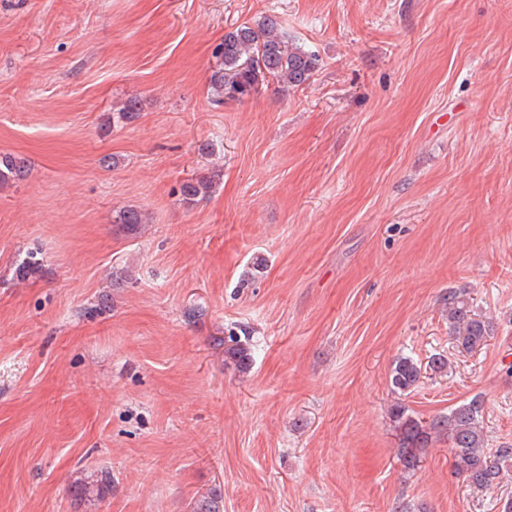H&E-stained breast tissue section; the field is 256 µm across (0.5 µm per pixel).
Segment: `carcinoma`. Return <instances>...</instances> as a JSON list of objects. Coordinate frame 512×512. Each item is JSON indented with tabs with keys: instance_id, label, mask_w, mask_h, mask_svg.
Segmentation results:
<instances>
[{
	"instance_id": "obj_1",
	"label": "carcinoma",
	"mask_w": 512,
	"mask_h": 512,
	"mask_svg": "<svg viewBox=\"0 0 512 512\" xmlns=\"http://www.w3.org/2000/svg\"><path fill=\"white\" fill-rule=\"evenodd\" d=\"M213 55L218 64L212 71L210 84L218 105L247 98L271 79L299 87L319 68L318 56L290 41L280 23L267 15L224 34V40L215 46ZM140 111V102L129 100L116 112V119L129 123L139 117ZM28 174L29 164L25 158L0 155L1 187L21 181ZM214 188L215 180L210 175L189 179L181 186L182 201L191 205L209 196ZM113 223L135 235L144 218L137 208L125 206L115 211ZM448 327L457 347L465 351L484 345L496 329L491 319L473 312L463 290L448 292ZM224 357L239 372H247L252 365L248 340L230 334L224 341ZM425 367L442 372L447 369L448 360L438 355L424 366L411 356L397 358L390 370L392 392L399 396L410 394L420 383ZM390 416L398 431V454L408 470L417 466L427 448L440 437L448 439L454 473L473 490L483 492L497 487L505 472L512 468L511 445H503L492 453L488 451L483 430V400L478 395L429 421L414 416L400 402L392 405Z\"/></svg>"
}]
</instances>
